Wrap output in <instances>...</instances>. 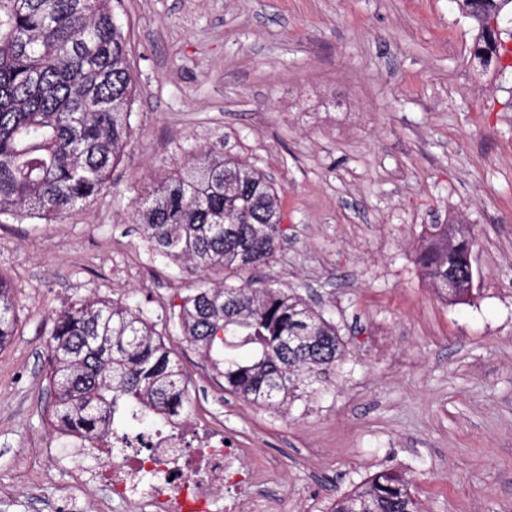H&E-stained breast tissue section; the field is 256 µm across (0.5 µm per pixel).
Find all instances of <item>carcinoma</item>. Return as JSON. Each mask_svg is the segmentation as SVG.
Here are the masks:
<instances>
[{
	"label": "carcinoma",
	"mask_w": 512,
	"mask_h": 512,
	"mask_svg": "<svg viewBox=\"0 0 512 512\" xmlns=\"http://www.w3.org/2000/svg\"><path fill=\"white\" fill-rule=\"evenodd\" d=\"M477 24L473 58L512 68V0H456ZM136 78L112 0H0V215L51 219L100 193L132 131ZM249 178L232 192L224 180ZM279 194L262 172L217 150L199 153L134 208L161 257L220 274L249 271L280 248ZM418 255L432 286L448 275V225L432 224ZM450 301L472 295L460 275ZM14 299L0 275V347L14 334ZM181 335L224 379V391L288 409L336 385L345 356L336 324L298 294L208 280L173 316ZM51 424L98 447L124 418L178 417L191 397L154 326L131 307L89 299L56 313L50 332ZM330 512H420L403 476L383 471Z\"/></svg>",
	"instance_id": "carcinoma-1"
}]
</instances>
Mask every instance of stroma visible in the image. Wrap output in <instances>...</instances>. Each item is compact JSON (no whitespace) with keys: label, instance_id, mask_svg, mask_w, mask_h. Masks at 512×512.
<instances>
[{"label":"stroma","instance_id":"1","mask_svg":"<svg viewBox=\"0 0 512 512\" xmlns=\"http://www.w3.org/2000/svg\"><path fill=\"white\" fill-rule=\"evenodd\" d=\"M137 79L112 185L46 221L0 216L16 331L0 348V512H131L106 455L72 459L49 422L56 312L129 304L162 334L190 418L245 449L286 512H329L406 476L422 512H512V74L471 57L455 0H112ZM226 148L279 190L285 240L250 280L331 319L334 389L272 412L224 390L173 315L199 274L160 257L137 202ZM476 235L474 297L452 304L417 256L429 225Z\"/></svg>","mask_w":512,"mask_h":512}]
</instances>
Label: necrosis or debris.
Listing matches in <instances>:
<instances>
[{
    "instance_id": "1",
    "label": "necrosis or debris",
    "mask_w": 512,
    "mask_h": 512,
    "mask_svg": "<svg viewBox=\"0 0 512 512\" xmlns=\"http://www.w3.org/2000/svg\"><path fill=\"white\" fill-rule=\"evenodd\" d=\"M106 473L113 497L132 512H280L259 494V480L240 449L225 447L223 436L206 429L192 446L174 422L149 434L113 432ZM220 484L228 491L222 499Z\"/></svg>"
}]
</instances>
